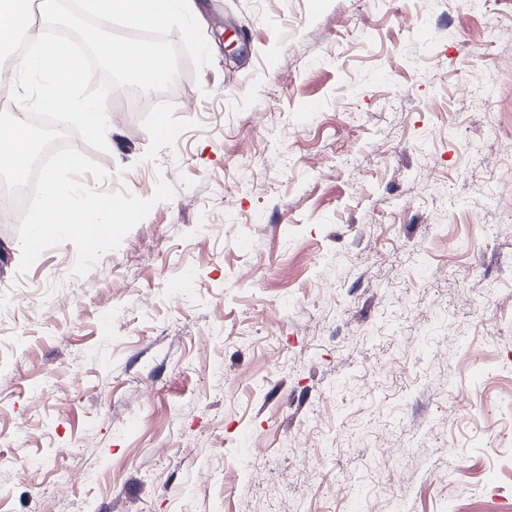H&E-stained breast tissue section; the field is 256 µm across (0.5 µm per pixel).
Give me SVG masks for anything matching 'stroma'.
<instances>
[{"label": "stroma", "instance_id": "1", "mask_svg": "<svg viewBox=\"0 0 512 512\" xmlns=\"http://www.w3.org/2000/svg\"><path fill=\"white\" fill-rule=\"evenodd\" d=\"M193 3L84 178L174 198L77 278L0 223V512H500L512 0Z\"/></svg>", "mask_w": 512, "mask_h": 512}]
</instances>
